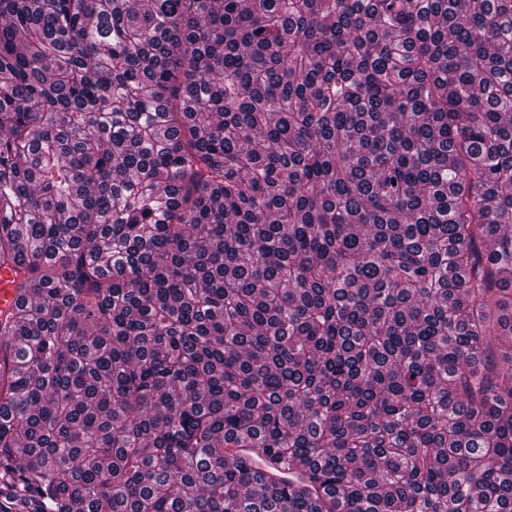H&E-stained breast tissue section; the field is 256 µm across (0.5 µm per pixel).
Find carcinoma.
Listing matches in <instances>:
<instances>
[{"instance_id": "cac0c4a2", "label": "carcinoma", "mask_w": 512, "mask_h": 512, "mask_svg": "<svg viewBox=\"0 0 512 512\" xmlns=\"http://www.w3.org/2000/svg\"><path fill=\"white\" fill-rule=\"evenodd\" d=\"M0 512H512V0H0Z\"/></svg>"}]
</instances>
